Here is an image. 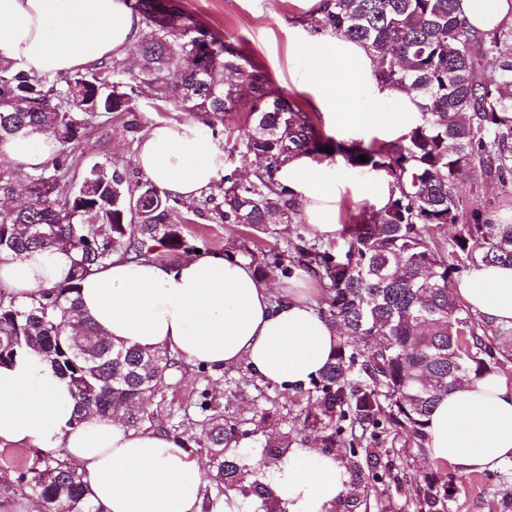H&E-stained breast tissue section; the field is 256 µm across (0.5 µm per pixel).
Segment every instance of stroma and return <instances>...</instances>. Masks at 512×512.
<instances>
[{
	"mask_svg": "<svg viewBox=\"0 0 512 512\" xmlns=\"http://www.w3.org/2000/svg\"><path fill=\"white\" fill-rule=\"evenodd\" d=\"M186 12L195 15L212 33L243 49L269 76L274 90L296 95L303 108L311 112L325 134L336 140L345 135L337 130L327 108L319 101L318 90L305 78L306 45L317 39L318 31L308 19L315 10L314 0H178ZM154 88H138L134 97L135 113L120 112L98 119L85 138L70 151L67 177L80 185L84 173L93 165L112 161L134 168L136 138L127 132L129 121L147 128L159 121L189 122L187 112L168 109L156 111ZM328 166L344 174L336 210L338 224L355 223L365 210L379 209V202L361 193L373 171L354 168L341 156L328 159ZM460 222L436 229L435 238L454 247L462 227L480 218L488 225L512 224V180L501 183L495 178L464 176L457 184ZM197 202H179L172 211L174 223L183 225L187 237L196 246L211 252H223L228 242L249 236L255 243V265L271 281L287 286L273 265L276 253L286 244L309 237L305 224H279L274 233L246 232L233 224H215L197 216ZM475 331L492 350L487 363L490 371L503 373L512 383V327L494 326L476 320ZM208 390L215 410H227L249 418L267 409L275 418L296 424L298 408L295 396L264 382L241 366L222 371L198 373L185 364L166 378L159 393L146 403L152 415L151 427L189 437L199 433L204 415L197 407L201 390ZM358 464L366 478L353 512H512V464L496 470L463 474L443 462L429 459L426 446L407 430L390 427L376 439L365 441L358 449Z\"/></svg>",
	"mask_w": 512,
	"mask_h": 512,
	"instance_id": "stroma-1",
	"label": "stroma"
}]
</instances>
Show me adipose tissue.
Returning <instances> with one entry per match:
<instances>
[{"label":"adipose tissue","mask_w":512,"mask_h":512,"mask_svg":"<svg viewBox=\"0 0 512 512\" xmlns=\"http://www.w3.org/2000/svg\"><path fill=\"white\" fill-rule=\"evenodd\" d=\"M462 9L479 32L512 24V0H462ZM140 29L126 0H0V56L30 74H73L104 58H126ZM306 53L307 80L339 130L376 128L389 142L409 132L417 118L412 104L404 92L377 84L362 46L317 39ZM373 100H393L402 109L383 114L370 108ZM135 163L161 191L190 202L209 192L224 154L195 123L157 122L143 133ZM276 178L299 199L300 218L313 234L335 238V171L299 156ZM68 272L61 253L0 256V281L19 304ZM456 293L485 322L512 327V265L476 266ZM79 301L114 344L163 347L213 370L241 365L287 392L317 377L340 341L307 288L273 290L249 260L207 252L175 263L113 255L84 277ZM74 405L40 358L0 367V444L62 451L103 512H238L225 496L204 497L206 471L180 439L109 416L77 423ZM426 430L429 458L460 473L512 462V385L493 372L457 387L437 403ZM268 486L282 512H329L347 490L348 476L334 457L293 447Z\"/></svg>","instance_id":"ef3b65f1"}]
</instances>
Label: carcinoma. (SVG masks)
Wrapping results in <instances>:
<instances>
[{
	"label": "carcinoma",
	"mask_w": 512,
	"mask_h": 512,
	"mask_svg": "<svg viewBox=\"0 0 512 512\" xmlns=\"http://www.w3.org/2000/svg\"><path fill=\"white\" fill-rule=\"evenodd\" d=\"M128 2L142 24L135 73L120 60H101L84 72L31 76L0 59V144L50 135L57 147L50 166L0 164V197L13 192L19 177L29 186L25 205L0 209V254L60 252L70 261L64 282L25 305L0 294V366L41 356L66 381L77 421L115 414L131 427L151 419L144 402L181 368L167 350L109 341L83 315L77 297L78 281L114 253L136 261L192 249L183 226L171 222L172 198L141 173L110 162L95 164L76 191L61 175L68 149L82 140L91 119L133 111L139 85L155 83L165 103L210 115L209 127L228 112H247V129L234 149L258 166L245 179L234 170L224 174L217 192L206 195L203 206L217 223L264 234L276 222L299 223L298 199L274 179L298 156L320 162L340 155L393 179L385 206L346 225L340 248L301 237L276 263L285 275L296 267L326 284L330 297L319 314L359 341L339 345L300 392L313 401V408L299 409L302 429L323 432L325 448L348 437L352 457L355 445L386 423L425 439L440 397L484 375L483 356H492L450 287L457 267L430 232L460 222L455 184L461 175L480 172L503 183L512 175V25L476 34L461 0H320L310 23L364 47L376 82L410 94L417 108L405 137L365 148L324 136L313 116L294 96L276 92L242 49L170 0ZM171 69L182 71V82L172 87L162 79ZM361 156L367 161H358ZM87 214L98 223H84ZM484 228L473 217L457 248L474 265L512 264V224H498L490 235ZM271 420L263 410L248 431L232 413L216 411L187 442L205 449V465L224 492L259 500L263 512H280L262 479L297 437ZM269 427L254 465L228 453L240 437ZM34 456L19 483L46 512H102L76 469L52 453ZM361 486L350 483L329 512H346Z\"/></svg>",
	"instance_id": "obj_1"
}]
</instances>
